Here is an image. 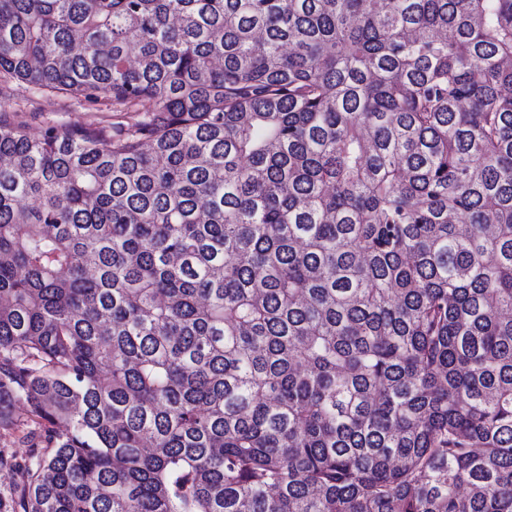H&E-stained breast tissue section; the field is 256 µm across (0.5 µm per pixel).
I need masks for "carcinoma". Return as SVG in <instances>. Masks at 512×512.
Here are the masks:
<instances>
[{"instance_id": "cac0c4a2", "label": "carcinoma", "mask_w": 512, "mask_h": 512, "mask_svg": "<svg viewBox=\"0 0 512 512\" xmlns=\"http://www.w3.org/2000/svg\"><path fill=\"white\" fill-rule=\"evenodd\" d=\"M20 512H512V0H0ZM28 204L21 205L22 201ZM0 110L17 114L26 132L39 136L49 125L66 128L99 124L109 132L130 126L142 118L133 109L117 111L112 99L101 95L95 101L83 97L57 94L13 80L0 72Z\"/></svg>"}]
</instances>
